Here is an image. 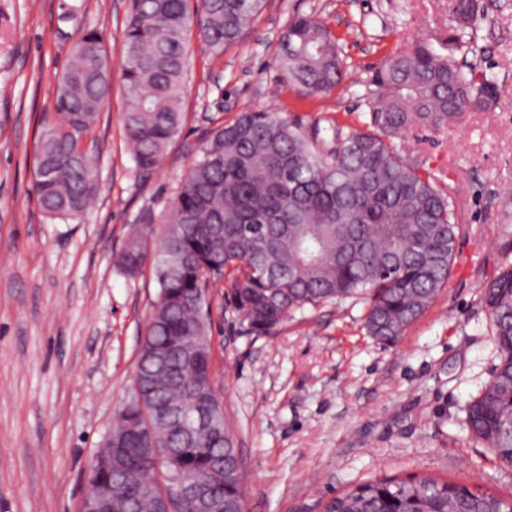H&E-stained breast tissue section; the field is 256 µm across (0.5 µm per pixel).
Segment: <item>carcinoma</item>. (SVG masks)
<instances>
[{"instance_id": "1", "label": "carcinoma", "mask_w": 512, "mask_h": 512, "mask_svg": "<svg viewBox=\"0 0 512 512\" xmlns=\"http://www.w3.org/2000/svg\"><path fill=\"white\" fill-rule=\"evenodd\" d=\"M265 0H130L120 47L128 106L121 121L136 166L155 169L184 124L190 35L219 56L236 43ZM480 0H454L453 33L435 46L418 40L395 50L365 86L369 121L347 130L302 124L275 112H242L209 131L187 170L151 250L132 234L117 257L130 277L149 266L158 285L130 396L117 410L112 440L100 448H139L150 440L177 451L183 474L214 488L220 512H244L243 476L211 375V296L256 335L288 314L362 297L364 327L396 342L451 277L464 231L455 204L425 163L396 141L415 128L441 132L497 98L494 79H476L457 55L475 53ZM300 90L323 93L348 75L341 49L320 20L288 23L277 57ZM112 89L101 33L83 32L52 91L58 120L42 122L34 153L33 192L53 219L81 216L100 192L92 155L81 146ZM214 224L224 226L216 237ZM499 364L466 406L472 436L512 466V264L482 286ZM210 410L215 425L188 432L166 407ZM156 480L151 463L132 462L126 481L108 467L92 473L112 496L111 512H157L156 500L127 491ZM327 512H512V498L432 476L375 477L333 498Z\"/></svg>"}]
</instances>
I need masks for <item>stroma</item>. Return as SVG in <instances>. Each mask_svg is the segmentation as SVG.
<instances>
[{
	"mask_svg": "<svg viewBox=\"0 0 512 512\" xmlns=\"http://www.w3.org/2000/svg\"><path fill=\"white\" fill-rule=\"evenodd\" d=\"M476 74L498 99L451 130H415L404 150L451 191L464 232L445 288L392 345L364 329L363 300L307 307L267 335L214 302L216 379L237 435L246 512H323L375 476L432 475L512 496L504 466L468 432L464 408L499 361L482 284L512 262V0H482ZM453 0H267L244 37L213 56L192 40L187 120L159 166L136 168L121 123L119 63L129 0H0V512H80L87 473L127 399L158 286L115 265L132 229L155 242L204 135L244 111L363 126V80L416 40L440 43ZM298 14L322 20L351 74L301 93L276 59ZM101 32L112 92L82 141L100 194L72 220L51 219L32 192L34 146L53 116L51 90L72 46Z\"/></svg>",
	"mask_w": 512,
	"mask_h": 512,
	"instance_id": "obj_1",
	"label": "stroma"
}]
</instances>
